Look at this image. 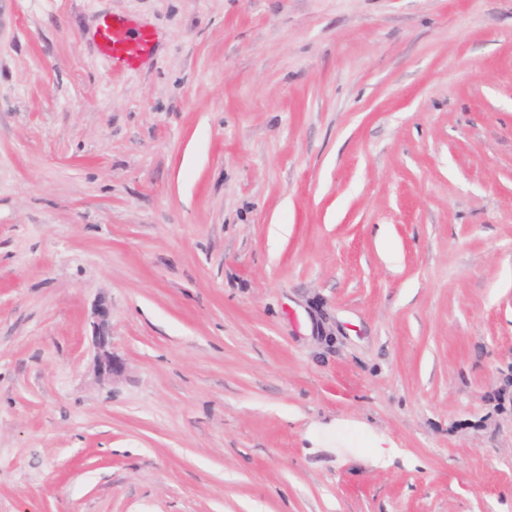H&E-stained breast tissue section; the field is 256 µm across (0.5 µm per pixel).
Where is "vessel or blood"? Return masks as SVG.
<instances>
[{"label":"vessel or blood","mask_w":512,"mask_h":512,"mask_svg":"<svg viewBox=\"0 0 512 512\" xmlns=\"http://www.w3.org/2000/svg\"><path fill=\"white\" fill-rule=\"evenodd\" d=\"M99 48L117 69H134L148 57L154 46V36L148 30H132L126 20H104L98 32Z\"/></svg>","instance_id":"obj_1"}]
</instances>
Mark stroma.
<instances>
[{
    "instance_id": "35a3bbf8",
    "label": "stroma",
    "mask_w": 512,
    "mask_h": 512,
    "mask_svg": "<svg viewBox=\"0 0 512 512\" xmlns=\"http://www.w3.org/2000/svg\"><path fill=\"white\" fill-rule=\"evenodd\" d=\"M0 512H512V0H0ZM98 37L100 51L112 59L119 70L137 68L151 54L155 40L152 32L133 31L122 18L104 20Z\"/></svg>"
}]
</instances>
